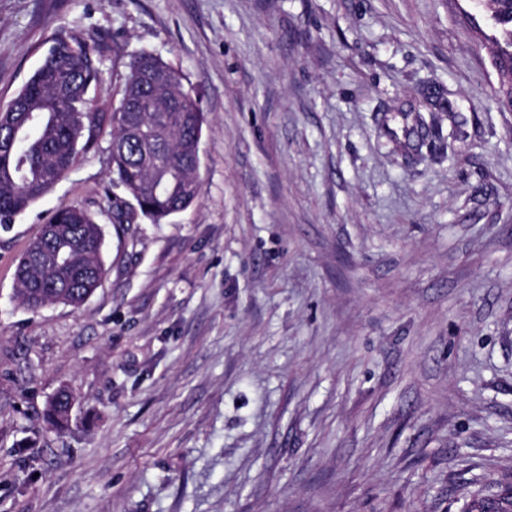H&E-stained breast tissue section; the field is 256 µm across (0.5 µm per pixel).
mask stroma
<instances>
[{
    "label": "stroma",
    "instance_id": "35a3bbf8",
    "mask_svg": "<svg viewBox=\"0 0 512 512\" xmlns=\"http://www.w3.org/2000/svg\"><path fill=\"white\" fill-rule=\"evenodd\" d=\"M61 31L99 45L111 106L140 53L184 74L201 191L117 223L105 136L0 230V512H461L462 487L512 486V111L485 8L0 0V107ZM399 112L455 156L394 155ZM70 206L103 228L101 284L19 307L20 257ZM73 398L65 390L58 392L46 405L45 418L52 426H61L69 420V409Z\"/></svg>",
    "mask_w": 512,
    "mask_h": 512
}]
</instances>
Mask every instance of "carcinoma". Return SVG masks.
Instances as JSON below:
<instances>
[{
  "label": "carcinoma",
  "mask_w": 512,
  "mask_h": 512,
  "mask_svg": "<svg viewBox=\"0 0 512 512\" xmlns=\"http://www.w3.org/2000/svg\"><path fill=\"white\" fill-rule=\"evenodd\" d=\"M498 31L495 38L503 79L502 107L512 102V0H486ZM10 103L0 109V229L65 176L80 152L105 135L112 174L140 213L158 224L198 197L199 144L205 116L178 69L141 53L120 90L123 112L97 105L91 92L99 84L97 46L76 36L58 37ZM401 131L383 122L381 130L402 150L421 152L430 137L439 150L453 142L433 132L434 122L419 112L401 113ZM103 232L78 207L59 209L23 253L17 266V300L36 310L48 303L81 305L106 274ZM73 398L65 390L46 405L52 426L69 420ZM512 512V487L487 485L469 495L463 512Z\"/></svg>",
  "instance_id": "cac0c4a2"
}]
</instances>
